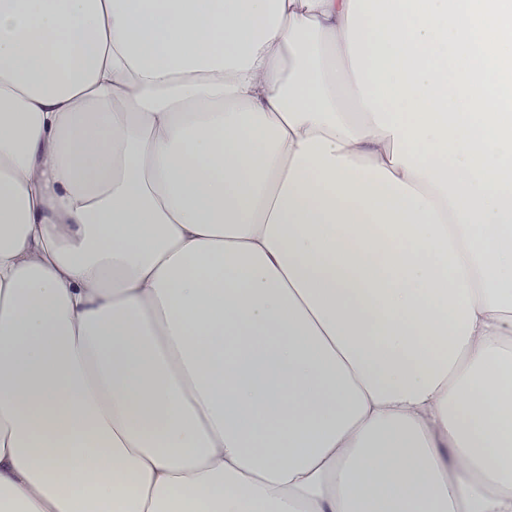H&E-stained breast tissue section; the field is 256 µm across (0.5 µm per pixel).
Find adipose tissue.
<instances>
[{
  "label": "adipose tissue",
  "mask_w": 512,
  "mask_h": 512,
  "mask_svg": "<svg viewBox=\"0 0 512 512\" xmlns=\"http://www.w3.org/2000/svg\"><path fill=\"white\" fill-rule=\"evenodd\" d=\"M509 100L512 0H0V512H512Z\"/></svg>",
  "instance_id": "ef3b65f1"
}]
</instances>
